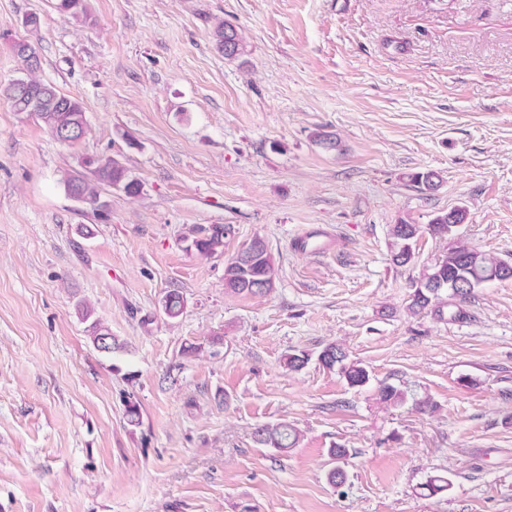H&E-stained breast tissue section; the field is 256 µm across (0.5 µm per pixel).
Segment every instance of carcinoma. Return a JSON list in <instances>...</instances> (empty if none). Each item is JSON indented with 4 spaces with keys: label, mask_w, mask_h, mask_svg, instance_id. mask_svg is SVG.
I'll return each instance as SVG.
<instances>
[{
    "label": "carcinoma",
    "mask_w": 512,
    "mask_h": 512,
    "mask_svg": "<svg viewBox=\"0 0 512 512\" xmlns=\"http://www.w3.org/2000/svg\"><path fill=\"white\" fill-rule=\"evenodd\" d=\"M54 7L61 13L75 18L88 14L87 0H55ZM215 48L228 59H235L245 52V41L240 30L227 21H219L214 30ZM234 40V50L226 51V41ZM23 84L39 90L41 103L35 106L32 116L41 121L54 139L70 134L69 143L82 141L88 131V120L82 103L63 92L49 81L33 76L19 78L0 87V95L9 102H15L19 87ZM410 181L425 191H435L441 184L440 176L429 170L411 175ZM66 196L78 205L102 213L107 201L102 193L118 190L128 197L142 193L140 180L129 169L112 157L87 155L81 160V171L67 174L62 180ZM467 219L466 210L453 207L439 212L428 224V232L440 239L452 240L448 253L436 261L422 278L412 282L408 310L414 315L430 313L439 319L450 312V318L461 320L465 316L463 304L474 294L475 289L494 280L512 279V263L482 253L462 241L457 234L458 227ZM234 233L230 224H211L200 228L192 237L187 249L202 258L211 259L224 255L225 240ZM421 234L417 224L401 222L391 229V261L397 266H406L415 259V246ZM261 244L252 255L251 262L245 263L234 254L224 261V288L234 294L266 295L274 288L275 261L266 240L261 236L251 239ZM164 313L176 318L183 313V294L171 290L162 300ZM78 314L87 323L88 333L95 347L103 346L108 354L125 351V345L112 335L110 328L98 317L94 309L83 302L78 304ZM323 367L337 370L352 388L363 387L370 382V371L358 361L349 358L345 347L330 343L318 355ZM378 400L386 407L412 402L421 412H432L436 405L428 397L417 398L408 389L391 384H381L377 389ZM255 441L266 447L285 451L299 443V433L286 421L262 424L255 428Z\"/></svg>",
    "instance_id": "1"
}]
</instances>
